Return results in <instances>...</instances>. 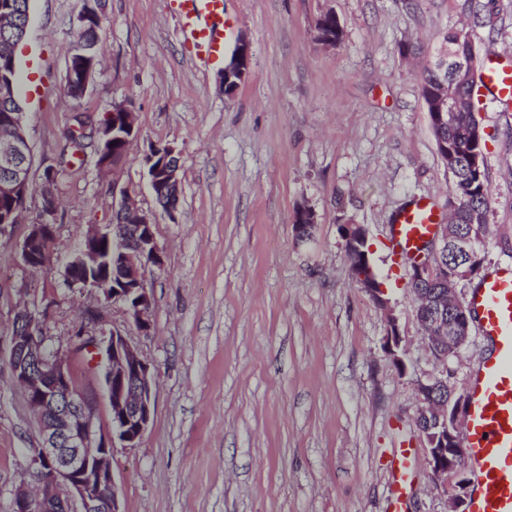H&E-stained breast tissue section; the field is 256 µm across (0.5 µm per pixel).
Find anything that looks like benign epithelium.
<instances>
[{
  "label": "benign epithelium",
  "instance_id": "1",
  "mask_svg": "<svg viewBox=\"0 0 512 512\" xmlns=\"http://www.w3.org/2000/svg\"><path fill=\"white\" fill-rule=\"evenodd\" d=\"M251 57L249 43H238L230 61L224 65V94L233 95L248 72ZM81 53L71 51L65 81L79 83L82 93H87L95 74L93 65L79 62ZM478 53L470 47L462 53L458 50H443L437 58V68L452 73L453 86H442L427 102L440 123L448 122L451 113L469 107V100L459 96L457 89L473 82L477 75ZM4 73L0 58V101L17 99L15 64ZM112 122H101L96 129L97 146L101 149L112 146L126 134H139L134 112L126 105H112L106 113ZM10 133L0 136V201L15 206L4 212L0 223V235L9 234V228L18 223L17 214L22 212L30 194L29 177L30 145L25 132L24 113H11ZM175 149L150 147L144 155V164L150 187L180 185V164ZM45 221L32 224L29 233L20 245V251H28V245L41 236L42 229L54 228L57 207L53 199L43 203ZM118 212L128 216L122 224H111L103 231L95 225L83 234V245L74 252L64 266L63 277L74 290H99L114 301L127 303L128 313L143 331L150 326L149 312L152 299L142 276V259L150 256L157 268L163 267V258L152 232L151 217L132 203L121 201ZM346 241L348 254L361 253L368 260L370 249L364 229L359 224H347ZM119 243L117 253L121 255L125 290L113 287L108 280H93L80 277L78 272L95 268L101 262L95 243L105 235ZM454 244L457 262L467 264L471 278L479 273L483 257L478 242L470 235L451 233L444 229L441 236L432 240L429 252L423 253L410 264L409 274L413 281L432 279L439 268L432 256ZM470 320L460 316L451 319L450 330L443 340L448 349L443 357L458 353L470 338ZM75 348L80 352L91 351L94 359L105 357L104 383L111 410L112 431L105 433L97 428L94 405L84 391L78 388L66 363L47 344L42 325L36 323L35 314L24 309L16 317L15 330L8 338V364L14 380L22 387L27 406L38 419L40 427L39 446L32 449L30 480L20 484L13 494L12 512H121L117 485L112 471V452L115 441L133 446L147 429L154 411L153 375L150 367L140 358L118 329L107 337L81 336ZM464 398L450 397L445 405L431 403L424 407L426 418L443 415L447 429L424 430L429 465L436 482L448 479V474H461L463 466L462 448L457 438H448V429L458 428ZM468 480L456 482L455 493L448 498V512H467ZM80 504L75 511L72 503Z\"/></svg>",
  "mask_w": 512,
  "mask_h": 512
}]
</instances>
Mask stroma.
Returning <instances> with one entry per match:
<instances>
[{"label":"stroma","mask_w":512,"mask_h":512,"mask_svg":"<svg viewBox=\"0 0 512 512\" xmlns=\"http://www.w3.org/2000/svg\"><path fill=\"white\" fill-rule=\"evenodd\" d=\"M178 0H103L101 65L81 102L63 93L74 19L84 0H29L18 95L34 151L25 217L0 240V341L23 306L46 309L51 349L110 430L101 363L71 352L76 333L117 328L150 366L155 410L131 448H114L122 512H390V459L414 450L403 512H448L417 427V383L443 372L466 393L486 354L479 334L437 362L417 320L408 264L391 225L415 199L448 218L451 179L438 157L419 77L445 32H466L479 69L512 65V0H483L493 26L464 0H224V53L251 45L249 73L224 94L181 33ZM334 15L336 46L316 26ZM136 114L139 141L113 174L94 139L72 157L76 113L99 123L113 104ZM490 184L483 273L512 261V107L480 98ZM180 158L175 215L156 204L143 155ZM58 171L54 254L34 271L19 245L41 221L45 166ZM152 215L163 270L146 269L151 329L122 304L63 286L62 261L90 225L112 224L122 195ZM316 223L295 230L298 211ZM363 225L388 301L355 281L339 227ZM398 319L397 355L387 317ZM39 433L0 358V512H12Z\"/></svg>","instance_id":"obj_1"}]
</instances>
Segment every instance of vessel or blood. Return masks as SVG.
<instances>
[{"label":"vessel or blood","instance_id":"1","mask_svg":"<svg viewBox=\"0 0 512 512\" xmlns=\"http://www.w3.org/2000/svg\"><path fill=\"white\" fill-rule=\"evenodd\" d=\"M181 31L198 56L216 65L224 59V0H178ZM482 84L492 99L512 102V67L488 70ZM436 213L423 197L398 214L392 242L411 256L435 228ZM468 306L479 334L492 351L468 388L463 419L465 455L476 470L470 512H512V264L490 274L473 289ZM412 451L399 449L393 461L395 487L412 482Z\"/></svg>","mask_w":512,"mask_h":512}]
</instances>
